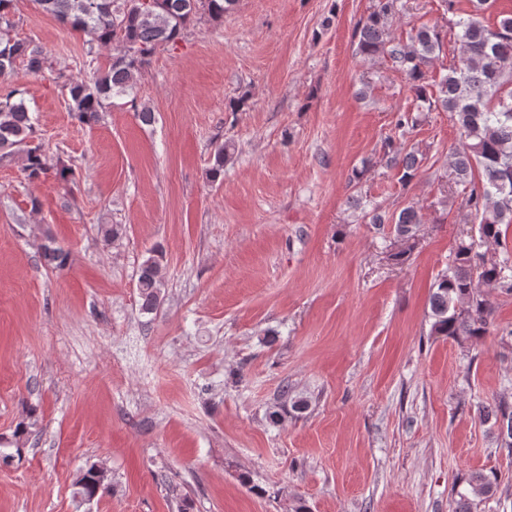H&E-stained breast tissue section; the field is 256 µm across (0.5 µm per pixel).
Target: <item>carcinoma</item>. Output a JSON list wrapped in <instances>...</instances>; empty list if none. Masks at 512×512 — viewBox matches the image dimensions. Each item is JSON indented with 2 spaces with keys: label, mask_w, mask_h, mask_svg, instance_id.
<instances>
[{
  "label": "carcinoma",
  "mask_w": 512,
  "mask_h": 512,
  "mask_svg": "<svg viewBox=\"0 0 512 512\" xmlns=\"http://www.w3.org/2000/svg\"><path fill=\"white\" fill-rule=\"evenodd\" d=\"M15 0H0V81L10 78L16 61L40 74L50 68L42 49L11 36L15 27ZM41 9L75 31L89 36L88 44L112 46L108 68L86 78L63 81L69 112L80 124L99 119L108 101L134 93L138 75L160 47L177 43L183 31L205 16L220 18L235 0H153L141 9L139 0H36ZM488 0H472V10L459 19L448 20V29L434 23L414 27L407 37L393 34L397 0H378L375 8L360 19L354 30L357 52L363 57L388 61L407 77L418 112H446L459 126L463 147L449 155L448 166L463 186L459 208L479 224L481 238L498 241L502 226L512 225V16L494 25L485 21ZM452 37L460 52L439 82L431 84L427 68L439 56L445 38ZM35 133L34 118L24 99L7 96L0 101V151L24 153L23 171L36 181L48 172L41 146H30ZM234 150L220 145L214 153L212 178L221 175L224 160ZM424 157L413 150L388 157L387 166L401 172L400 180L411 181ZM369 224H389L397 239L415 243L421 210L409 204L388 214L361 198L354 199ZM46 263L62 270L70 255L54 239L42 246ZM163 286L159 258H147L139 268L141 309L158 310ZM512 294V258H490L475 243H461L448 260V270L434 285L429 298L431 332L439 336L476 337L492 323L495 293ZM498 424L504 444L512 451V409L504 402L484 410ZM107 476L91 466L75 482L74 496L90 502L105 487ZM471 491L481 495L497 492V479L483 472L469 478Z\"/></svg>",
  "instance_id": "1"
}]
</instances>
